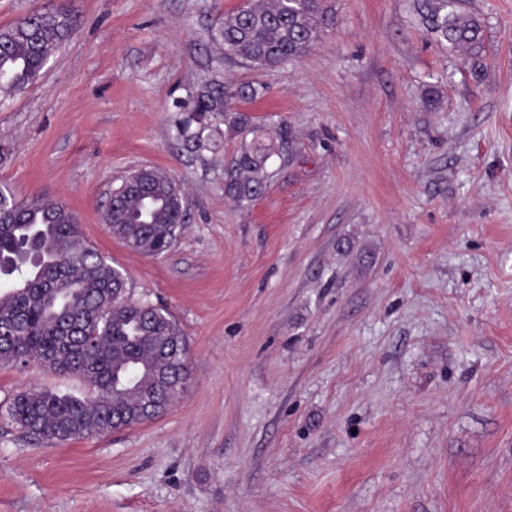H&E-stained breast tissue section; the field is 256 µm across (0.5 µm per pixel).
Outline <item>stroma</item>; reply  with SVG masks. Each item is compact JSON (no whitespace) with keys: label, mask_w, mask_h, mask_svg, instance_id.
<instances>
[{"label":"stroma","mask_w":512,"mask_h":512,"mask_svg":"<svg viewBox=\"0 0 512 512\" xmlns=\"http://www.w3.org/2000/svg\"><path fill=\"white\" fill-rule=\"evenodd\" d=\"M246 0H66L41 77L0 97V183L64 200L190 348L160 417L51 444L8 419L31 387L0 366V512H512V0L485 22L484 74L428 36L417 0H332L301 59L256 70L212 35ZM286 137L263 193L224 192L241 136L176 137L199 86ZM142 167L187 193L160 257L112 238V188Z\"/></svg>","instance_id":"stroma-1"}]
</instances>
